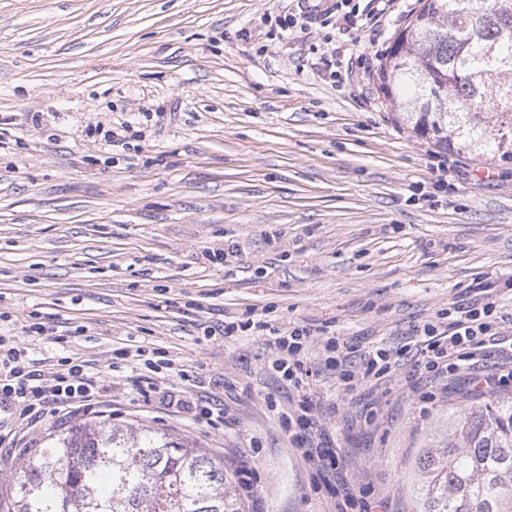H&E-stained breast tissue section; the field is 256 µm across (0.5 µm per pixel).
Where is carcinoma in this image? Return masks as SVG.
Listing matches in <instances>:
<instances>
[{"label":"carcinoma","mask_w":512,"mask_h":512,"mask_svg":"<svg viewBox=\"0 0 512 512\" xmlns=\"http://www.w3.org/2000/svg\"><path fill=\"white\" fill-rule=\"evenodd\" d=\"M381 93L435 147L512 162V0H426L388 49ZM417 512H512V397L475 401L423 448ZM0 512H241L224 460L171 435L77 424L12 484Z\"/></svg>","instance_id":"1"}]
</instances>
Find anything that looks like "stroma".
Segmentation results:
<instances>
[{
    "mask_svg": "<svg viewBox=\"0 0 512 512\" xmlns=\"http://www.w3.org/2000/svg\"><path fill=\"white\" fill-rule=\"evenodd\" d=\"M355 0L340 29L287 26L296 0H0V331L33 358L78 355L94 411L0 424V484L61 430L106 422L171 433L223 458L245 512H336L353 494L416 512L419 452L469 401V373L402 361L348 388L311 378L336 448L317 470L279 419L298 406L271 329L358 352L397 345L485 279L512 276V163L435 148L403 125L377 73L423 0ZM349 79L332 85L331 70ZM127 122L130 148L88 137ZM235 245L209 263L206 250ZM225 319L264 331L208 335ZM45 334L26 333L35 321ZM80 336H73V329ZM143 348L182 361L224 427L138 399Z\"/></svg>",
    "mask_w": 512,
    "mask_h": 512,
    "instance_id": "stroma-1",
    "label": "stroma"
}]
</instances>
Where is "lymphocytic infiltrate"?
Listing matches in <instances>:
<instances>
[{
    "mask_svg": "<svg viewBox=\"0 0 512 512\" xmlns=\"http://www.w3.org/2000/svg\"><path fill=\"white\" fill-rule=\"evenodd\" d=\"M498 319L497 305L492 298L455 302L449 307L447 317L426 323L420 335L403 346L367 349L361 358L363 371L359 374L338 355L336 339H328L322 368L350 388L358 376L365 379L389 376L408 357L417 359L420 366L437 378L473 366L490 347L512 366V338L499 335ZM309 338V331L299 327L273 336L280 353L275 369L301 394L298 409L281 415L282 424L288 429L311 422L309 398L303 390L312 369L302 359ZM135 355L142 358L145 368L140 376L141 397L147 400L156 397L162 403L191 411L195 421L208 427L223 426L224 410L219 404L199 399L190 402L178 391H161L157 376L161 368L173 366L172 360H164L158 366L145 360L143 350H136ZM102 390L99 380L90 373L87 360L63 356L55 363L39 367L18 336L0 335V403L15 408L21 421L35 424L50 413L57 415L72 408L93 406L98 403Z\"/></svg>",
    "mask_w": 512,
    "mask_h": 512,
    "instance_id": "lymphocytic-infiltrate-1",
    "label": "lymphocytic infiltrate"
}]
</instances>
